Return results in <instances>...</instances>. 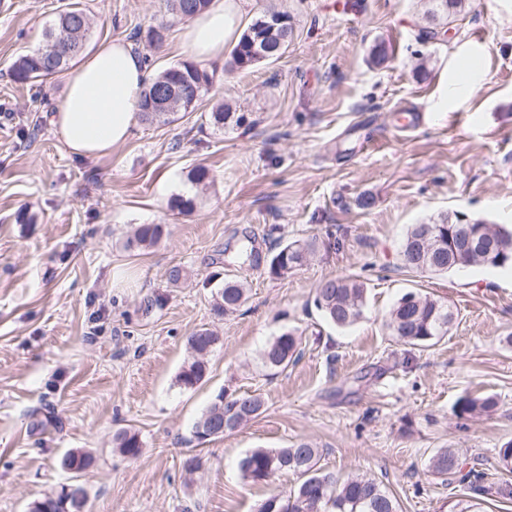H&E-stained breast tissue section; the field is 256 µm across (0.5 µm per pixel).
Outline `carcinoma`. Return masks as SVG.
I'll return each instance as SVG.
<instances>
[{
    "label": "carcinoma",
    "instance_id": "1",
    "mask_svg": "<svg viewBox=\"0 0 512 512\" xmlns=\"http://www.w3.org/2000/svg\"><path fill=\"white\" fill-rule=\"evenodd\" d=\"M171 14L185 19L206 9L210 0H167ZM429 12L431 19L447 17L461 0H432ZM90 22L84 9L75 3L59 12L54 23L45 31L43 45L34 53L19 57L13 64L12 77L19 84L33 83L62 72L84 49ZM293 36L291 17L286 12L275 15L263 14L255 18L241 35L231 53V69L243 70L261 62L275 61L288 48ZM68 44L69 54L64 58L55 56V48ZM212 83V75L198 64L180 62L158 72L141 93L139 113L145 121L166 124L174 121L175 113L150 109L156 95L178 86L180 110L192 106L203 91ZM240 126L246 116H238L223 105L212 109L209 122L218 128L229 121ZM487 247L498 242L512 243V227L497 224L480 225ZM461 225L451 217L443 216L429 224H413L403 240L400 257L402 267L417 273L446 274L467 266L492 267L512 266V252L499 256L486 251H468L458 240ZM164 233L161 224H141L130 244L153 245ZM313 243L278 241L270 259V273L285 277L302 266L312 250ZM246 288L233 279L224 280L215 293L213 314L222 317L237 311L245 301ZM365 288L355 277L324 279L315 288L314 305L325 317L338 327H348L358 322L364 314ZM453 319L448 304L440 298L409 291L404 293L390 310L386 323L391 335L398 341L423 350L434 345L448 334ZM218 337L208 329H201L190 337L192 360L183 367L179 382L192 387L199 383L207 370V357L216 345ZM301 337L294 331L285 330L267 342L262 352L264 366L274 372L284 371L299 355ZM265 402L261 394L253 391L240 394L219 392L206 411L193 425L195 437L203 435L221 437L237 431L248 421L264 412ZM494 397L472 398L466 396L458 403L461 415L481 416L495 411ZM116 447L129 457L137 458L143 444L138 433L123 429L115 436ZM320 452L306 440H299L284 448H258L248 453L240 462L243 475L256 482L268 481L280 474L292 473L299 478L296 487L286 498L276 496L266 499L259 512H271L273 506L285 507V512H398V502L376 479L357 474L343 480L319 467ZM92 464V457L79 452L71 454L63 465L79 473ZM429 468L448 479L466 482L472 493H485L482 485L484 472L465 463L451 448H441L429 459ZM40 504L67 512H88V499H68L64 491L47 495Z\"/></svg>",
    "mask_w": 512,
    "mask_h": 512
}]
</instances>
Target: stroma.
Wrapping results in <instances>:
<instances>
[{
  "label": "stroma",
  "mask_w": 512,
  "mask_h": 512,
  "mask_svg": "<svg viewBox=\"0 0 512 512\" xmlns=\"http://www.w3.org/2000/svg\"><path fill=\"white\" fill-rule=\"evenodd\" d=\"M63 2L0 0V512H28L74 479L90 512H258L297 478L253 482L241 459L299 439L317 444L324 471L374 475L400 512H448L466 495L428 467L438 449H456L484 473L483 512H512L498 492L512 472L494 463L512 440V268L434 275L400 262L413 224L449 213L512 225V14L498 0H463L434 23L425 0H244V23L267 8L291 16L281 58L234 72L208 63L211 86L177 121L135 118L124 144L80 160L50 124L64 74L27 86L11 76ZM81 3L90 43L135 42L154 72L187 60L184 21L166 0ZM162 22L161 47L136 41ZM474 40L489 48L485 85L468 107L436 111L451 52ZM220 100L246 123L202 124ZM414 112L422 124L401 131L400 114ZM199 167L203 186L191 179ZM179 197L193 209H173ZM22 210L35 222L18 223ZM141 224L163 225L157 244L128 246ZM278 236L315 245L285 278L269 272ZM248 237L256 257L241 265L234 254ZM174 266L184 270L176 284ZM346 275L363 281L367 304L341 329L316 309L314 289ZM228 277L246 283V301L219 318L213 299ZM410 290L453 313L447 336L424 351L384 326ZM202 328L219 341L204 379L186 387L178 375ZM287 329L301 332V355L268 376L261 351ZM223 390L261 393L264 412L233 434L193 439ZM466 395L494 396L498 408L458 416ZM122 429L139 434L138 458L115 447ZM77 451L94 462L75 478L61 461ZM193 454L204 465L190 475Z\"/></svg>",
  "instance_id": "35a3bbf8"
}]
</instances>
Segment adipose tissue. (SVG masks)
Masks as SVG:
<instances>
[{
    "mask_svg": "<svg viewBox=\"0 0 512 512\" xmlns=\"http://www.w3.org/2000/svg\"><path fill=\"white\" fill-rule=\"evenodd\" d=\"M239 18L240 0H211L204 12L190 18L182 29V40L193 59H223ZM485 57L482 45L465 42L455 47L440 88L444 111H456L474 96L486 78ZM151 78L142 57L126 41L107 42L82 54L68 71L64 93L53 112L52 124L67 150L92 159L123 144Z\"/></svg>",
    "mask_w": 512,
    "mask_h": 512,
    "instance_id": "1",
    "label": "adipose tissue"
}]
</instances>
